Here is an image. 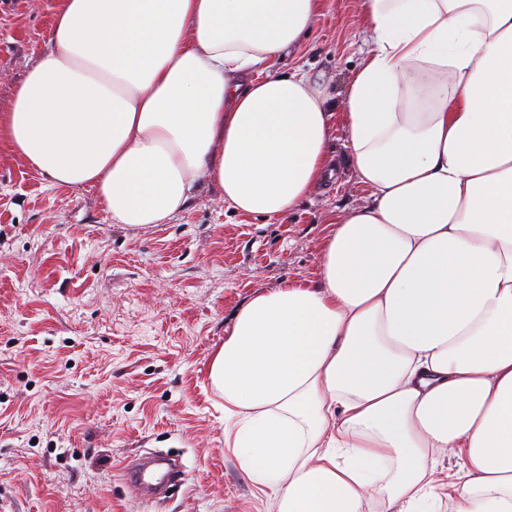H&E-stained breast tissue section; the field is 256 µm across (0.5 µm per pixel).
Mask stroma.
Listing matches in <instances>:
<instances>
[{
    "label": "stroma",
    "instance_id": "stroma-1",
    "mask_svg": "<svg viewBox=\"0 0 512 512\" xmlns=\"http://www.w3.org/2000/svg\"><path fill=\"white\" fill-rule=\"evenodd\" d=\"M62 0H0V113L40 59ZM362 0H324L280 74L304 68L333 114L331 177L276 220L224 208L212 182L169 223H113L95 191L49 185L0 148V512H278L224 445L208 365L238 307L315 279L331 221L362 206L344 99L362 54ZM178 453L168 499L122 468Z\"/></svg>",
    "mask_w": 512,
    "mask_h": 512
}]
</instances>
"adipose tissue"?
I'll return each instance as SVG.
<instances>
[{
	"mask_svg": "<svg viewBox=\"0 0 512 512\" xmlns=\"http://www.w3.org/2000/svg\"><path fill=\"white\" fill-rule=\"evenodd\" d=\"M322 6L63 0L0 144L93 187L116 224L167 223L205 178L280 218L326 174L322 92L273 72ZM363 12L344 107L369 200L334 221L315 280L236 312L209 366L224 444L278 512H512V0Z\"/></svg>",
	"mask_w": 512,
	"mask_h": 512,
	"instance_id": "adipose-tissue-1",
	"label": "adipose tissue"
}]
</instances>
